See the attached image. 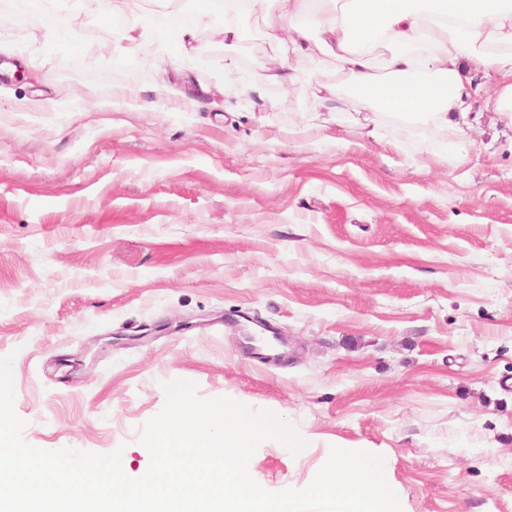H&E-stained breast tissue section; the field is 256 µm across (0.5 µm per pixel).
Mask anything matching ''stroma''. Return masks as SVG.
Here are the masks:
<instances>
[{
    "label": "stroma",
    "instance_id": "1",
    "mask_svg": "<svg viewBox=\"0 0 512 512\" xmlns=\"http://www.w3.org/2000/svg\"><path fill=\"white\" fill-rule=\"evenodd\" d=\"M79 7L62 38L0 13V357L25 442L119 448L137 478L184 379L307 439L259 446L267 491L307 488L337 446L387 457L402 512H512V127L490 85L469 134L390 121L377 144L354 99L300 98L315 73L346 87L325 57L287 55L291 87L239 83L280 0L231 46L185 4L198 67L156 32L122 40L155 0ZM201 86L224 94L190 107ZM262 325L286 355L249 349Z\"/></svg>",
    "mask_w": 512,
    "mask_h": 512
}]
</instances>
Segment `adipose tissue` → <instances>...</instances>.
<instances>
[{
	"mask_svg": "<svg viewBox=\"0 0 512 512\" xmlns=\"http://www.w3.org/2000/svg\"><path fill=\"white\" fill-rule=\"evenodd\" d=\"M302 23L271 37L333 58L367 124L470 126L475 74L512 125V0H291Z\"/></svg>",
	"mask_w": 512,
	"mask_h": 512,
	"instance_id": "1",
	"label": "adipose tissue"
}]
</instances>
